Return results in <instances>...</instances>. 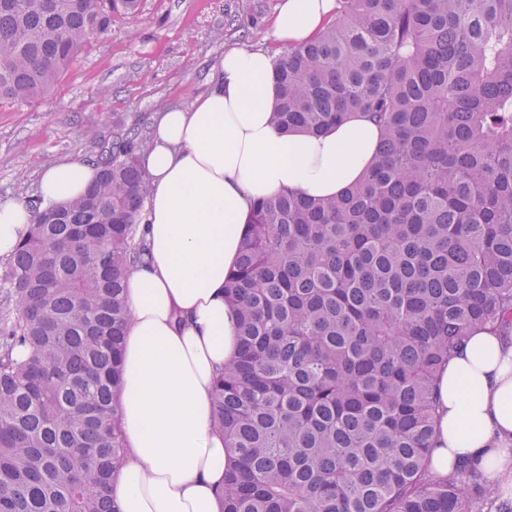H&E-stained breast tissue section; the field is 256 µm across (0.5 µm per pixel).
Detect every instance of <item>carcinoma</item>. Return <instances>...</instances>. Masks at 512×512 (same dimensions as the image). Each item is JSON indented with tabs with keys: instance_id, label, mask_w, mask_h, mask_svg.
Segmentation results:
<instances>
[{
	"instance_id": "obj_1",
	"label": "carcinoma",
	"mask_w": 512,
	"mask_h": 512,
	"mask_svg": "<svg viewBox=\"0 0 512 512\" xmlns=\"http://www.w3.org/2000/svg\"><path fill=\"white\" fill-rule=\"evenodd\" d=\"M140 0H0V101L50 90ZM273 120L382 129L345 194L256 201L224 298L239 352L214 386L223 512H483L431 477L436 379L469 332L512 328V0H343L275 68ZM147 140L98 146L79 199L0 268V512H117L114 391Z\"/></svg>"
}]
</instances>
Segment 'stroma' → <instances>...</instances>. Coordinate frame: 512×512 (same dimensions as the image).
I'll return each mask as SVG.
<instances>
[{
    "label": "stroma",
    "instance_id": "stroma-1",
    "mask_svg": "<svg viewBox=\"0 0 512 512\" xmlns=\"http://www.w3.org/2000/svg\"><path fill=\"white\" fill-rule=\"evenodd\" d=\"M281 0H141L115 15L57 84L25 105L0 104V201L36 196L42 172L203 93L225 48L275 49Z\"/></svg>",
    "mask_w": 512,
    "mask_h": 512
}]
</instances>
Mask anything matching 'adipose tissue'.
Instances as JSON below:
<instances>
[{
  "label": "adipose tissue",
  "mask_w": 512,
  "mask_h": 512,
  "mask_svg": "<svg viewBox=\"0 0 512 512\" xmlns=\"http://www.w3.org/2000/svg\"><path fill=\"white\" fill-rule=\"evenodd\" d=\"M335 10L336 0H281L276 43L316 38ZM275 64L268 50L226 48L206 92L153 119L152 145L140 158L148 250L129 266L124 289L117 512H222L230 462L213 423V389L238 350L224 281L253 203L285 190L342 195L376 156L381 130L360 112L321 135L283 133L272 119ZM98 175L95 164L69 159L42 174L39 206L0 202V260L13 255L38 207L74 201ZM435 415L429 474H483L499 503L512 506V331L469 334L440 369Z\"/></svg>",
  "instance_id": "obj_1"
}]
</instances>
